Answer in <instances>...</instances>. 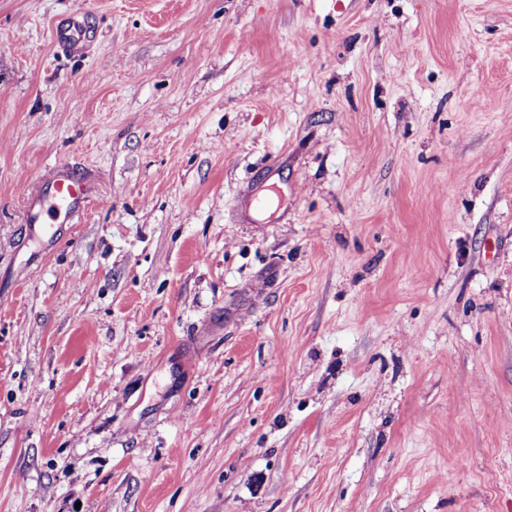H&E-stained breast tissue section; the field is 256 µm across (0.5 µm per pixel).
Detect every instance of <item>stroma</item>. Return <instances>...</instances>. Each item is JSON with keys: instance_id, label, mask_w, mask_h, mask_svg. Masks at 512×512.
<instances>
[{"instance_id": "stroma-1", "label": "stroma", "mask_w": 512, "mask_h": 512, "mask_svg": "<svg viewBox=\"0 0 512 512\" xmlns=\"http://www.w3.org/2000/svg\"><path fill=\"white\" fill-rule=\"evenodd\" d=\"M0 512H512V0H0ZM85 36L84 19L81 12L72 15L69 23L57 31L58 43L71 46L79 43ZM90 199L87 184L69 174L35 182L29 190V206L26 223L34 238L44 244L53 243L62 234L59 224L48 222L61 211L78 212Z\"/></svg>"}]
</instances>
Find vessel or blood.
I'll list each match as a JSON object with an SVG mask.
<instances>
[{"mask_svg":"<svg viewBox=\"0 0 512 512\" xmlns=\"http://www.w3.org/2000/svg\"><path fill=\"white\" fill-rule=\"evenodd\" d=\"M85 36L82 13L72 15L69 23L58 30L59 43L71 46ZM90 199L87 184L78 178L65 174L35 182L29 190V206L26 222L36 240L44 243L56 241L62 234L59 225L54 224V215L73 213L84 209Z\"/></svg>","mask_w":512,"mask_h":512,"instance_id":"1","label":"vessel or blood"}]
</instances>
